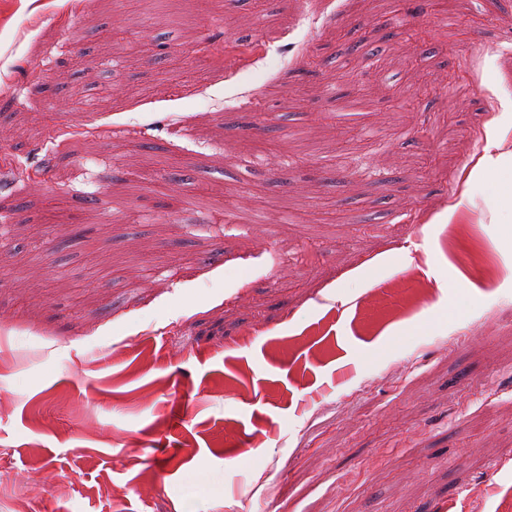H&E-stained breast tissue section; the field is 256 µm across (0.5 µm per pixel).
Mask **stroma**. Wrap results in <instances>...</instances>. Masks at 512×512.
<instances>
[{"mask_svg": "<svg viewBox=\"0 0 512 512\" xmlns=\"http://www.w3.org/2000/svg\"><path fill=\"white\" fill-rule=\"evenodd\" d=\"M0 12V512H502L512 200L465 175L512 167V0ZM252 38V34L239 33L233 38L225 37L222 41L217 38L206 39L196 45V52L211 56H226L232 51L250 47L253 44ZM500 162L498 158H493L487 154L483 156L475 165L473 174L476 176H483L489 170H493L497 173L496 185L499 188L508 186L511 189L510 198L512 200V169L510 167L504 168L499 166Z\"/></svg>", "mask_w": 512, "mask_h": 512, "instance_id": "35a3bbf8", "label": "stroma"}]
</instances>
